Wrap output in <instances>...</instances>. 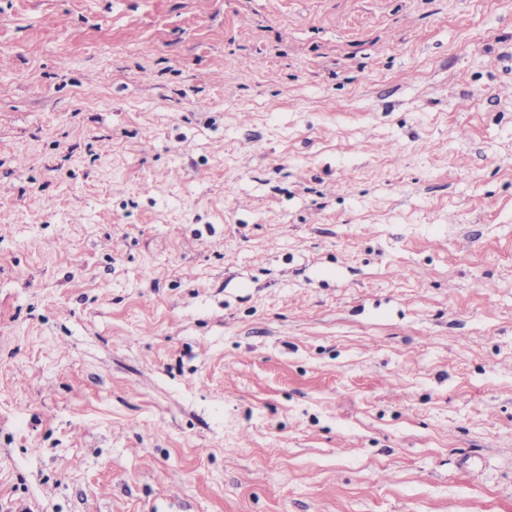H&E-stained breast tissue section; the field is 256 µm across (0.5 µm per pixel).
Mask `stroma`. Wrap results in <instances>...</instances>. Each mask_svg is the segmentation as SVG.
<instances>
[{
    "mask_svg": "<svg viewBox=\"0 0 512 512\" xmlns=\"http://www.w3.org/2000/svg\"><path fill=\"white\" fill-rule=\"evenodd\" d=\"M512 0H0V512H512Z\"/></svg>",
    "mask_w": 512,
    "mask_h": 512,
    "instance_id": "obj_1",
    "label": "stroma"
}]
</instances>
